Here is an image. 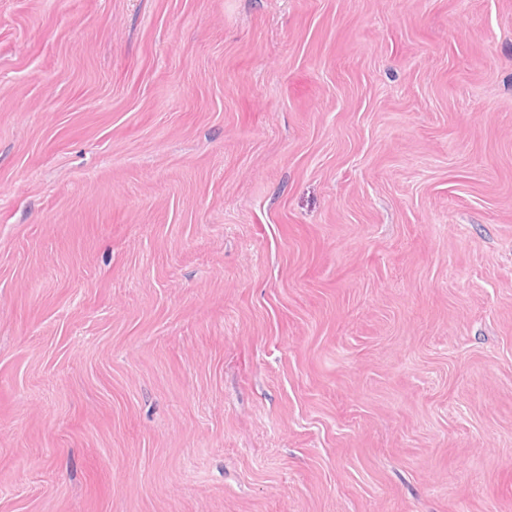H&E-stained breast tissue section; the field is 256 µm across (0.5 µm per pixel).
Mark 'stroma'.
Here are the masks:
<instances>
[{"label":"stroma","mask_w":512,"mask_h":512,"mask_svg":"<svg viewBox=\"0 0 512 512\" xmlns=\"http://www.w3.org/2000/svg\"><path fill=\"white\" fill-rule=\"evenodd\" d=\"M0 512H512V0H0Z\"/></svg>","instance_id":"35a3bbf8"}]
</instances>
